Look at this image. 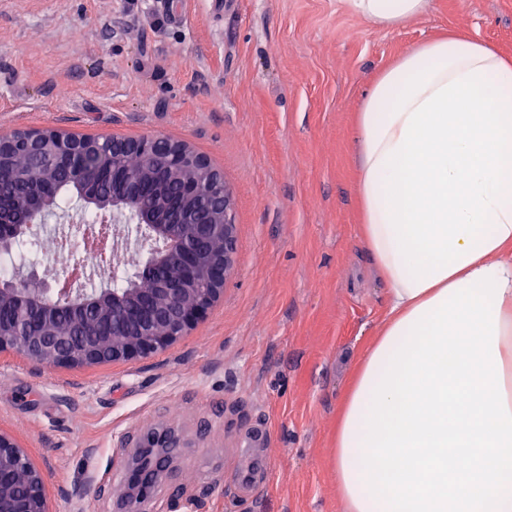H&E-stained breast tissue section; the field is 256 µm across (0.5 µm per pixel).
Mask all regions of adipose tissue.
Returning a JSON list of instances; mask_svg holds the SVG:
<instances>
[{"mask_svg": "<svg viewBox=\"0 0 512 512\" xmlns=\"http://www.w3.org/2000/svg\"><path fill=\"white\" fill-rule=\"evenodd\" d=\"M375 25L428 0H346ZM356 128L387 314L336 425L346 512H512V60L460 33L378 76Z\"/></svg>", "mask_w": 512, "mask_h": 512, "instance_id": "adipose-tissue-1", "label": "adipose tissue"}]
</instances>
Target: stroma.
Wrapping results in <instances>:
<instances>
[{
	"mask_svg": "<svg viewBox=\"0 0 512 512\" xmlns=\"http://www.w3.org/2000/svg\"><path fill=\"white\" fill-rule=\"evenodd\" d=\"M451 32L512 59V0H430L388 30L344 0H0V132L159 134L232 193L224 296L164 351L53 368L0 353V429L44 474L50 512H122L143 438L181 445L153 512H345L333 450L386 287L364 248L356 116L373 81ZM265 485L232 488L254 428Z\"/></svg>",
	"mask_w": 512,
	"mask_h": 512,
	"instance_id": "35a3bbf8",
	"label": "stroma"
}]
</instances>
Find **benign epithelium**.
Masks as SVG:
<instances>
[{"instance_id": "7a95c632", "label": "benign epithelium", "mask_w": 512, "mask_h": 512, "mask_svg": "<svg viewBox=\"0 0 512 512\" xmlns=\"http://www.w3.org/2000/svg\"><path fill=\"white\" fill-rule=\"evenodd\" d=\"M157 135L138 139H110L112 179L129 186L130 194L112 199L106 211L112 223L138 225V231L164 245L168 255L151 254L145 274L156 287L140 293L132 307H125L127 295L109 293L104 288H73L51 293L47 281L30 271L21 278L0 284V352L12 350L50 367L79 368L134 357H148L165 350L224 293L237 253L236 225L230 216V192L224 180L187 144H174L170 159L175 167L190 169L183 179L181 197L198 202L209 196V208L191 225L192 235L181 236V225L162 224L137 203V193L148 189L144 176L127 165L131 154H148ZM91 147V141L54 129L0 133V163L23 154L42 161L43 174L50 177L60 169L74 166L77 156ZM22 222L27 228L45 224L56 216L49 197L24 205ZM66 308L81 316L95 308L112 310V335L86 333L77 341L63 336L55 323L56 313ZM177 441L170 434L148 438L130 470L128 494L138 512L148 504V489L166 469ZM0 512H48L43 473L27 451L9 434L0 430Z\"/></svg>"}]
</instances>
